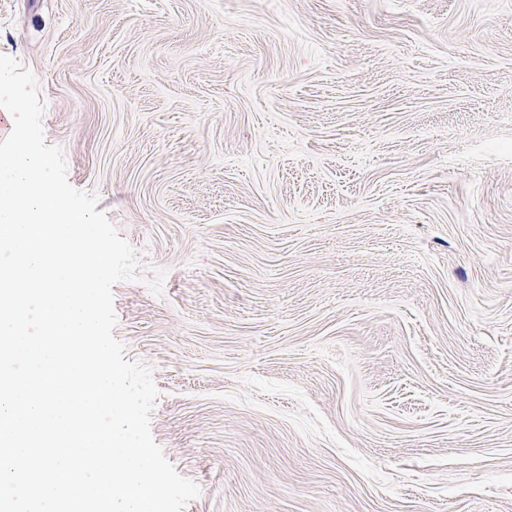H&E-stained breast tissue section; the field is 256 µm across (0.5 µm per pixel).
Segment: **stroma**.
<instances>
[{
    "instance_id": "35a3bbf8",
    "label": "stroma",
    "mask_w": 512,
    "mask_h": 512,
    "mask_svg": "<svg viewBox=\"0 0 512 512\" xmlns=\"http://www.w3.org/2000/svg\"><path fill=\"white\" fill-rule=\"evenodd\" d=\"M0 54L140 255L185 512H512V0H0Z\"/></svg>"
}]
</instances>
